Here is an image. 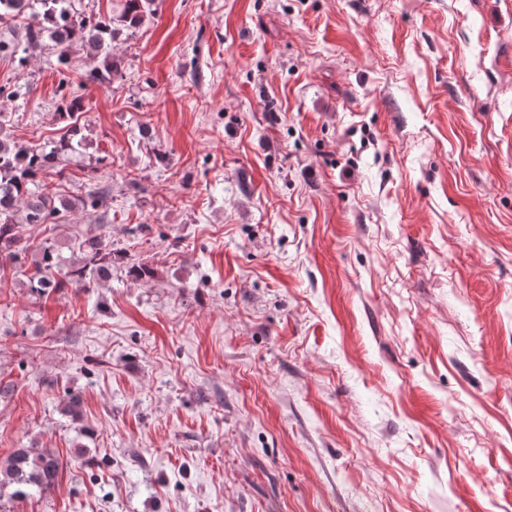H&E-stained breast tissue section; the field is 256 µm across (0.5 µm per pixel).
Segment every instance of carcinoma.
Listing matches in <instances>:
<instances>
[{"label":"carcinoma","mask_w":512,"mask_h":512,"mask_svg":"<svg viewBox=\"0 0 512 512\" xmlns=\"http://www.w3.org/2000/svg\"><path fill=\"white\" fill-rule=\"evenodd\" d=\"M152 0H124L119 16L128 30L138 28ZM112 16L87 15L74 7L73 0H0V58L21 69L35 51L49 48L57 55L61 93L58 120L64 135L48 151L24 147L9 139L0 121V259L19 264L29 245L23 235L26 224H60L75 203L50 192L44 182L48 170L83 142L79 117L82 98L70 91L72 81L65 74L71 50L77 48L99 61L86 75L89 83L112 82V42L116 39ZM71 257L64 261L56 244L44 245L27 276L29 291L43 297L69 283L88 288L112 274V243L96 235L80 236L69 246ZM60 413L71 419L83 414V399L67 394ZM61 469L58 456L49 448H18L0 462V495L28 497L34 491L55 487Z\"/></svg>","instance_id":"carcinoma-1"}]
</instances>
